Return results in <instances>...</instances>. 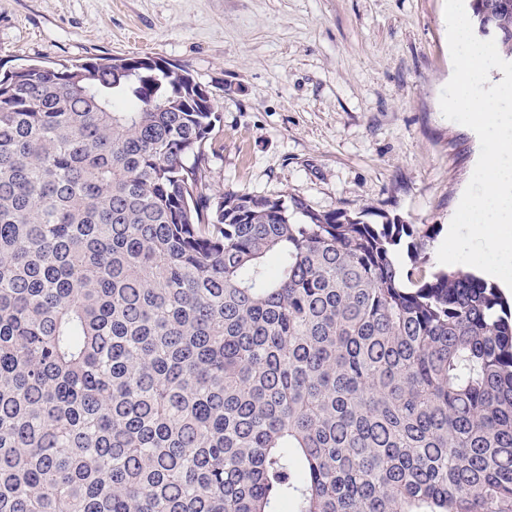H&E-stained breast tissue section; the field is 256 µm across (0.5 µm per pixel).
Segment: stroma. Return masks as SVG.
Instances as JSON below:
<instances>
[{"mask_svg":"<svg viewBox=\"0 0 512 512\" xmlns=\"http://www.w3.org/2000/svg\"><path fill=\"white\" fill-rule=\"evenodd\" d=\"M444 0H0V68L150 57L188 69L222 119L207 193L298 196L409 224L402 272L437 250L476 145L443 117ZM423 250H416L417 240Z\"/></svg>","mask_w":512,"mask_h":512,"instance_id":"stroma-1","label":"stroma"}]
</instances>
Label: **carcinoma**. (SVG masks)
<instances>
[{"mask_svg": "<svg viewBox=\"0 0 512 512\" xmlns=\"http://www.w3.org/2000/svg\"><path fill=\"white\" fill-rule=\"evenodd\" d=\"M219 121L168 62L0 75V512H512V307L206 193Z\"/></svg>", "mask_w": 512, "mask_h": 512, "instance_id": "obj_1", "label": "carcinoma"}]
</instances>
